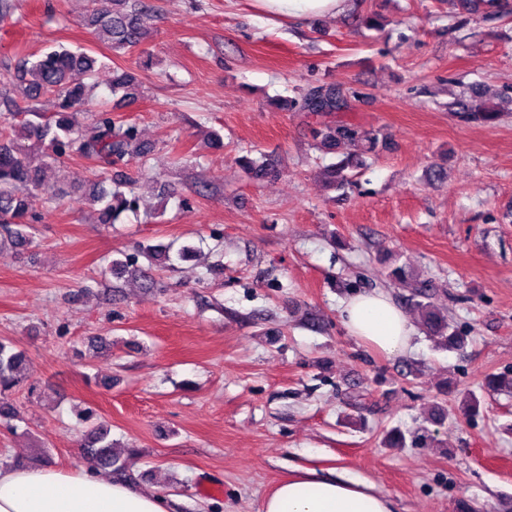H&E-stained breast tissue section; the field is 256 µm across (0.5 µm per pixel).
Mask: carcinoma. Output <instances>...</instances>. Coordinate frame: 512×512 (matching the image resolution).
I'll return each mask as SVG.
<instances>
[{
    "instance_id": "carcinoma-1",
    "label": "carcinoma",
    "mask_w": 512,
    "mask_h": 512,
    "mask_svg": "<svg viewBox=\"0 0 512 512\" xmlns=\"http://www.w3.org/2000/svg\"><path fill=\"white\" fill-rule=\"evenodd\" d=\"M484 5L500 11H506L509 7L508 0H463L462 7L474 14ZM148 11L149 8L141 0H101L100 7L92 10L85 22L117 52L140 44L143 32L139 16ZM95 63V58L84 52L62 48L44 52L31 66L17 70L24 96L29 98L51 93L57 96L60 108L53 121H25L19 125L22 139L43 148V160L37 165L32 164L21 143L15 139L6 140L5 129H0V230L4 232L6 241L17 249L23 250L29 245L26 232L29 227L28 207L22 190H51L44 178L49 161L77 152L88 158H97L110 166L135 154L145 153L139 147L137 125L117 122L108 111L98 113L92 135L85 137L77 130L71 109L92 98L93 86L85 82V76L92 72ZM111 87L112 94L120 95V101L127 105L134 103L140 94L135 76L121 68L112 70ZM356 96L357 92L344 85L323 83L308 88L299 98L286 100L285 106L296 112L330 114L348 108L350 99ZM448 107L466 113L469 119L489 120L493 117V110L485 106L478 92L473 94L469 102L456 99ZM313 137L319 147L328 153L345 142L359 148L358 152L342 157L327 170L329 186L338 191L354 183L356 171L365 166L366 156L375 155L386 148V141L379 139L378 134L352 124L322 123L313 129ZM236 163L252 179L278 173L274 164L266 158L257 160L242 155L236 158ZM112 183L114 187L111 189L106 188L102 182L90 188L92 196L102 204L99 212L102 224H112L120 213L137 207L135 196L128 197L121 191L124 185L121 174H116ZM391 275L407 289V301L418 313L425 330L438 338L440 344L447 349L461 347L464 337L448 322V316L434 301L429 282L407 275L401 266L394 268ZM25 360L23 351L9 341L0 340V425L10 431L16 430L14 421L18 420L19 412L5 393L24 384L22 369ZM485 385L490 391L511 392L512 375L490 376ZM80 420L88 427L82 439L88 459L118 480H134L133 473L120 462V456L114 453L108 428L98 422L93 410L83 412Z\"/></svg>"
}]
</instances>
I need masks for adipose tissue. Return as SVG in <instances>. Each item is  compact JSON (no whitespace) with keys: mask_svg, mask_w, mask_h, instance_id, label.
<instances>
[{"mask_svg":"<svg viewBox=\"0 0 512 512\" xmlns=\"http://www.w3.org/2000/svg\"><path fill=\"white\" fill-rule=\"evenodd\" d=\"M277 18L336 16L349 0H252ZM347 331L380 352L406 351L413 336L405 314L382 291L357 294L341 304ZM0 512H169L166 496L118 481L91 465L64 473L49 467L0 465ZM261 512H396L394 501L363 480H327L301 469L278 484Z\"/></svg>","mask_w":512,"mask_h":512,"instance_id":"1","label":"adipose tissue"}]
</instances>
